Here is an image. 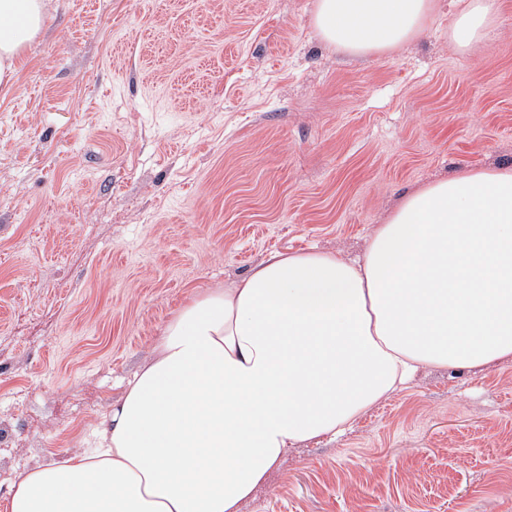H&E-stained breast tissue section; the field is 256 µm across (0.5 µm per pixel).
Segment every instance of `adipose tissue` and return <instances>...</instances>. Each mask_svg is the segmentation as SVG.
I'll return each instance as SVG.
<instances>
[{
	"label": "adipose tissue",
	"mask_w": 512,
	"mask_h": 512,
	"mask_svg": "<svg viewBox=\"0 0 512 512\" xmlns=\"http://www.w3.org/2000/svg\"><path fill=\"white\" fill-rule=\"evenodd\" d=\"M47 0H0V86L39 37ZM435 0H316L323 40L353 57L417 39ZM500 0H460V51L495 32ZM512 360V167L420 185L362 258L273 252L192 294L82 456L12 485L10 512H238L301 443L342 434L423 367Z\"/></svg>",
	"instance_id": "adipose-tissue-1"
}]
</instances>
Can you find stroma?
<instances>
[{
  "instance_id": "35a3bbf8",
  "label": "stroma",
  "mask_w": 512,
  "mask_h": 512,
  "mask_svg": "<svg viewBox=\"0 0 512 512\" xmlns=\"http://www.w3.org/2000/svg\"><path fill=\"white\" fill-rule=\"evenodd\" d=\"M485 44L352 59L315 0H48L0 89V510L80 454L194 292L274 250L361 256L421 184L512 166V0ZM239 512H512V361L419 371Z\"/></svg>"
}]
</instances>
